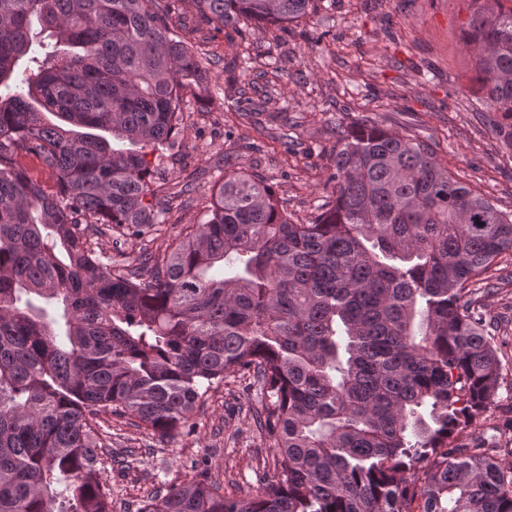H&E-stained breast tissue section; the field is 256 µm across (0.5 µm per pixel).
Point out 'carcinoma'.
Wrapping results in <instances>:
<instances>
[{
  "instance_id": "carcinoma-1",
  "label": "carcinoma",
  "mask_w": 512,
  "mask_h": 512,
  "mask_svg": "<svg viewBox=\"0 0 512 512\" xmlns=\"http://www.w3.org/2000/svg\"><path fill=\"white\" fill-rule=\"evenodd\" d=\"M177 2L0 0V512H112L96 416L163 439L236 374L273 475L247 495L160 487L138 512H512V450L467 433L504 381L474 295L512 250V212L425 142L341 128L306 224L260 174L226 173L167 256L136 257L146 278L92 247L166 223L152 175L184 96L212 80ZM192 2L225 27L291 23L316 0ZM470 28L480 91L512 119V6L482 0Z\"/></svg>"
}]
</instances>
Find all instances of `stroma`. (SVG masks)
Returning a JSON list of instances; mask_svg holds the SVG:
<instances>
[{
    "instance_id": "35a3bbf8",
    "label": "stroma",
    "mask_w": 512,
    "mask_h": 512,
    "mask_svg": "<svg viewBox=\"0 0 512 512\" xmlns=\"http://www.w3.org/2000/svg\"><path fill=\"white\" fill-rule=\"evenodd\" d=\"M477 8L476 0H319L315 14L285 31L245 19L217 30L189 11L196 31L188 41L216 81L207 102L185 98L180 137L162 159L166 222L143 243L95 236L96 250L116 259L144 244L163 255L184 227L201 222L225 172L240 169L262 175L292 219L306 222L330 193L336 129L364 116L424 141L457 180L511 212L512 121L474 93L477 56L464 42ZM476 299L508 379L471 426L494 454L512 445L501 429L512 416L511 251L488 270ZM249 383L231 377L212 386L190 428L163 440L100 413L108 444L144 458L128 472L105 463L112 512H137L161 484L193 476L227 492L257 490L274 471L275 450L245 418Z\"/></svg>"
}]
</instances>
